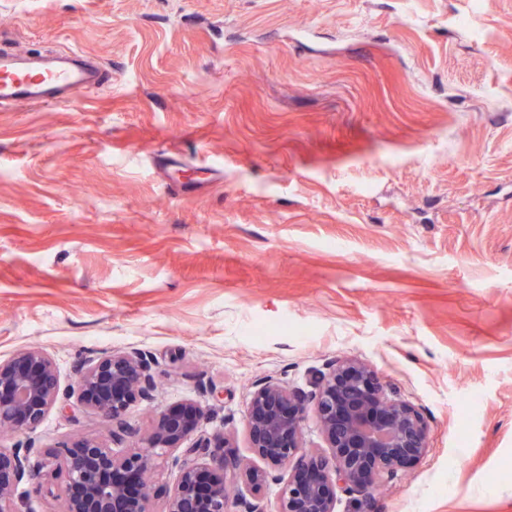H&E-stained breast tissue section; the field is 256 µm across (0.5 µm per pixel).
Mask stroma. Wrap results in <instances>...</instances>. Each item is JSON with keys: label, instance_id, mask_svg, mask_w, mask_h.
<instances>
[{"label": "stroma", "instance_id": "1", "mask_svg": "<svg viewBox=\"0 0 512 512\" xmlns=\"http://www.w3.org/2000/svg\"><path fill=\"white\" fill-rule=\"evenodd\" d=\"M2 48L103 80L0 108V359L42 349L66 398L145 351L138 436L193 400L258 467L255 384L356 358L429 450L336 512H512V0H0ZM111 432L0 430L40 466L24 512L60 508L47 449Z\"/></svg>", "mask_w": 512, "mask_h": 512}]
</instances>
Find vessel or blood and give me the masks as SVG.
I'll use <instances>...</instances> for the list:
<instances>
[{"label":"vessel or blood","mask_w":512,"mask_h":512,"mask_svg":"<svg viewBox=\"0 0 512 512\" xmlns=\"http://www.w3.org/2000/svg\"><path fill=\"white\" fill-rule=\"evenodd\" d=\"M101 77V70L86 64L77 53L43 65L0 50V106L56 104L65 92L92 88Z\"/></svg>","instance_id":"vessel-or-blood-1"}]
</instances>
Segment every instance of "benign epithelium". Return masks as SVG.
I'll return each instance as SVG.
<instances>
[{
    "mask_svg": "<svg viewBox=\"0 0 512 512\" xmlns=\"http://www.w3.org/2000/svg\"><path fill=\"white\" fill-rule=\"evenodd\" d=\"M59 388L55 363L39 348L0 360L1 428L34 430L55 408L68 417L92 410L112 421L110 446L81 439L48 451L65 477L59 512H154L147 474L154 457L172 451L177 475L164 512H228V492L241 481L279 485L275 512H336L338 493L369 498L428 451L422 415L352 358L327 363L308 391L270 380L256 385L246 425L266 470L227 455L225 437L198 433L205 409L193 401L160 412L146 437L126 443L130 407L151 399L156 388L151 361L137 349L86 359L76 371L73 403L59 402ZM308 404L325 439L323 452L300 444ZM31 453L0 448V512H20L19 486L37 480Z\"/></svg>",
    "mask_w": 512,
    "mask_h": 512,
    "instance_id": "benign-epithelium-1",
    "label": "benign epithelium"
}]
</instances>
